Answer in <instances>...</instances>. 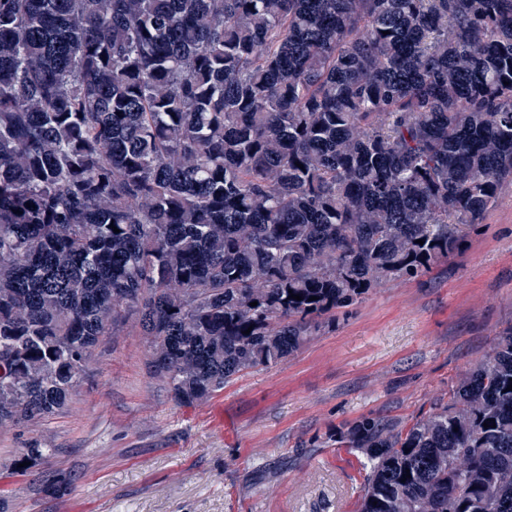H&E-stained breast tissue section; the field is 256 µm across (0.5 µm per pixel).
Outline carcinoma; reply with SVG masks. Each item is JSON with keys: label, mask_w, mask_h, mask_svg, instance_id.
<instances>
[{"label": "carcinoma", "mask_w": 512, "mask_h": 512, "mask_svg": "<svg viewBox=\"0 0 512 512\" xmlns=\"http://www.w3.org/2000/svg\"><path fill=\"white\" fill-rule=\"evenodd\" d=\"M506 187L512 0H0V423L62 413L131 318L204 401ZM511 384L512 328L448 402L350 426L359 512H512Z\"/></svg>", "instance_id": "carcinoma-1"}]
</instances>
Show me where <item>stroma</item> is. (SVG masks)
Returning a JSON list of instances; mask_svg holds the SVG:
<instances>
[{
	"label": "stroma",
	"mask_w": 512,
	"mask_h": 512,
	"mask_svg": "<svg viewBox=\"0 0 512 512\" xmlns=\"http://www.w3.org/2000/svg\"><path fill=\"white\" fill-rule=\"evenodd\" d=\"M511 327L507 191L457 255L370 289L286 361L205 401L174 399L132 325L108 332L63 413L0 425V512H358L363 457L340 431L427 412ZM34 443L49 456L15 473Z\"/></svg>",
	"instance_id": "35a3bbf8"
}]
</instances>
